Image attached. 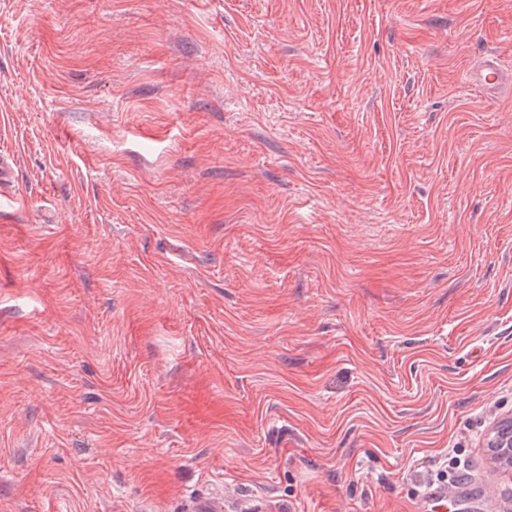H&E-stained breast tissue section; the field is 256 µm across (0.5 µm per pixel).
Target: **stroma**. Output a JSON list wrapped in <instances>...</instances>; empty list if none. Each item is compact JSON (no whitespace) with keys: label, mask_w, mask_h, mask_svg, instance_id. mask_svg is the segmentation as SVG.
Segmentation results:
<instances>
[{"label":"stroma","mask_w":512,"mask_h":512,"mask_svg":"<svg viewBox=\"0 0 512 512\" xmlns=\"http://www.w3.org/2000/svg\"><path fill=\"white\" fill-rule=\"evenodd\" d=\"M512 0H0V512H512ZM468 83L489 95H496L504 90L512 93V70L510 67H503L497 57L491 56L468 74ZM512 418L500 420L488 433L484 448H487L492 464L498 468L512 470ZM457 491L452 490L446 483H433L422 494V512H436L439 507L448 505V500L456 495Z\"/></svg>","instance_id":"obj_1"}]
</instances>
